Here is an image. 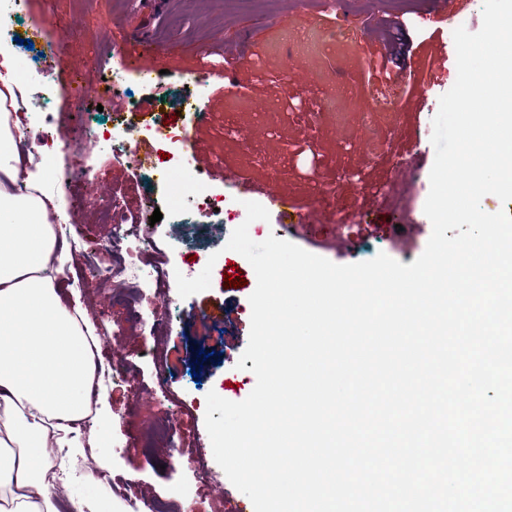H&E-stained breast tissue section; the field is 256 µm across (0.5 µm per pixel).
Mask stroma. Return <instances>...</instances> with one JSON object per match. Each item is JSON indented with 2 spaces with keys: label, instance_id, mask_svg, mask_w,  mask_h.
<instances>
[{
  "label": "stroma",
  "instance_id": "obj_1",
  "mask_svg": "<svg viewBox=\"0 0 512 512\" xmlns=\"http://www.w3.org/2000/svg\"><path fill=\"white\" fill-rule=\"evenodd\" d=\"M430 2L347 0L351 21L346 24L326 0H166L165 11L152 21L164 51L165 72L158 82L165 98L196 100L205 113L203 120L186 114L181 121L196 127L188 155L206 157L214 169L206 189L219 193L225 184L244 183L254 189L252 201L261 204L267 194L288 193L315 208L328 237L339 224L426 222L435 159L432 120L440 97L457 77L454 42L447 24L428 21ZM126 7V0H29L25 13L0 32V48L14 55V79L26 95L38 96L46 79L57 89L45 100L38 123H31L28 113L19 115L22 125L34 127L23 149L26 159L18 166L20 178L43 175L41 144L49 142L56 165L53 174L44 175L42 188L60 206L90 191L116 200L128 213L152 202L162 218L150 229L154 246L146 259L188 278L204 267L212 269L210 288L192 296L180 297L173 288L164 296L147 291L144 319L136 321L127 309L105 301L93 270L112 260L106 247L111 227L101 224L98 209L75 211L72 236L97 248L72 252L57 290L66 306L83 313L109 351L102 360L97 407L110 422L111 434L105 447L96 448L91 433H82L77 447L54 455L64 475L57 488L59 512H72L75 499H105L114 512H126V502L110 486L114 479L133 483L143 497L182 505L185 512H231L249 505V498L222 472L214 483L198 488L191 466L195 459L213 456L205 427L207 393L239 402L255 387V375L237 362L249 340V297L257 278L249 276L244 287L226 286L224 262L213 254L225 246L233 227L220 217L194 213L192 193L144 176L133 178L129 167L113 158L109 138L99 139L88 153L71 145L77 121L70 93L74 84L92 85L99 78L90 64V34L122 23ZM52 14L65 19L66 28L49 24ZM42 19L56 53L44 55L34 72L24 42ZM392 31L413 44L414 77L387 79L375 72ZM291 59L312 75L311 86L291 76ZM224 63L232 68L235 87L202 82L203 71ZM401 168L412 169L414 182L403 209L385 196ZM81 170L91 172L93 183L76 180ZM177 205L192 212L197 226L190 245L199 260L188 270L179 252L169 248L170 215ZM381 253L405 265L419 256L379 234L347 240L342 252L326 257L344 265ZM114 351L125 360L117 372L110 357ZM160 366L169 376L163 391L155 383ZM163 405L177 419L175 447L148 455L141 438Z\"/></svg>",
  "mask_w": 512,
  "mask_h": 512
}]
</instances>
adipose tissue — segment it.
<instances>
[{"label": "adipose tissue", "mask_w": 512, "mask_h": 512, "mask_svg": "<svg viewBox=\"0 0 512 512\" xmlns=\"http://www.w3.org/2000/svg\"><path fill=\"white\" fill-rule=\"evenodd\" d=\"M0 84V512H57L51 458L89 413L96 337L64 306L56 280L68 261L39 182L18 190L17 144Z\"/></svg>", "instance_id": "ef3b65f1"}]
</instances>
